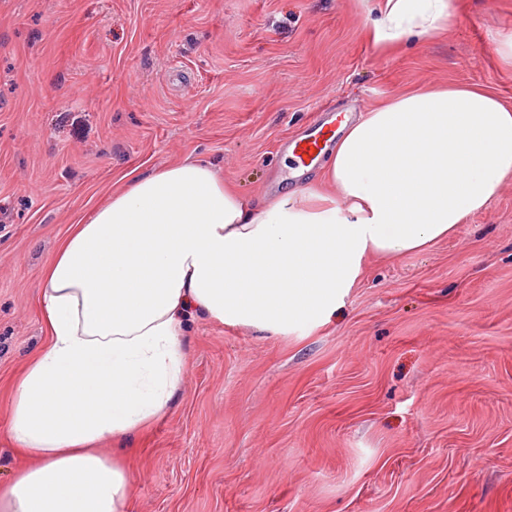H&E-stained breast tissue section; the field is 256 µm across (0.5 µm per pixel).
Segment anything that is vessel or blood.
Masks as SVG:
<instances>
[{
  "mask_svg": "<svg viewBox=\"0 0 512 512\" xmlns=\"http://www.w3.org/2000/svg\"><path fill=\"white\" fill-rule=\"evenodd\" d=\"M350 120L349 113L328 112L303 133L291 137L287 149L294 168L304 171L316 166L336 146L342 128Z\"/></svg>",
  "mask_w": 512,
  "mask_h": 512,
  "instance_id": "vessel-or-blood-1",
  "label": "vessel or blood"
}]
</instances>
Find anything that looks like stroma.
Masks as SVG:
<instances>
[{
  "label": "stroma",
  "instance_id": "stroma-1",
  "mask_svg": "<svg viewBox=\"0 0 512 512\" xmlns=\"http://www.w3.org/2000/svg\"><path fill=\"white\" fill-rule=\"evenodd\" d=\"M362 28L355 0H0V483L47 340L39 273L124 175L201 157L263 201L328 109L449 83L512 105V0H464L393 54ZM186 337L178 394L130 441V512H512V183L452 238L371 260L323 328Z\"/></svg>",
  "mask_w": 512,
  "mask_h": 512
}]
</instances>
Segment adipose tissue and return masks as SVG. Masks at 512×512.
Listing matches in <instances>:
<instances>
[{
  "label": "adipose tissue",
  "instance_id": "1",
  "mask_svg": "<svg viewBox=\"0 0 512 512\" xmlns=\"http://www.w3.org/2000/svg\"><path fill=\"white\" fill-rule=\"evenodd\" d=\"M387 51L448 32L461 0H358ZM512 179V107L451 84L392 96L350 124L323 170L266 202L186 158L130 178L43 268L49 340L17 380L9 436L28 466L0 512H127L128 441L169 409L188 316L279 335L325 327L373 257L451 237Z\"/></svg>",
  "mask_w": 512,
  "mask_h": 512
}]
</instances>
